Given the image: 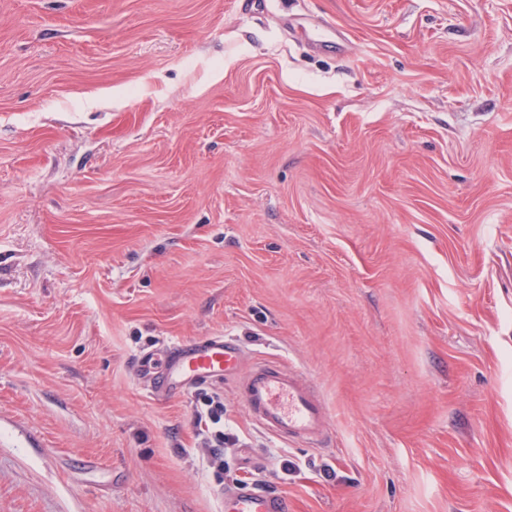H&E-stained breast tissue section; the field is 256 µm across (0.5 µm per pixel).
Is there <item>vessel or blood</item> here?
Listing matches in <instances>:
<instances>
[{
	"mask_svg": "<svg viewBox=\"0 0 512 512\" xmlns=\"http://www.w3.org/2000/svg\"><path fill=\"white\" fill-rule=\"evenodd\" d=\"M244 360V349L233 336L180 342L168 351L158 387L182 393L235 377L246 409L273 434L315 440L329 431L326 407L311 384L286 366L257 362L248 367ZM224 512H288V504L272 492L231 486L224 490Z\"/></svg>",
	"mask_w": 512,
	"mask_h": 512,
	"instance_id": "obj_1",
	"label": "vessel or blood"
}]
</instances>
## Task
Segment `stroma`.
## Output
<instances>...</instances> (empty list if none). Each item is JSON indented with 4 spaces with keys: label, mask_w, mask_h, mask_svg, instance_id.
Segmentation results:
<instances>
[{
    "label": "stroma",
    "mask_w": 512,
    "mask_h": 512,
    "mask_svg": "<svg viewBox=\"0 0 512 512\" xmlns=\"http://www.w3.org/2000/svg\"><path fill=\"white\" fill-rule=\"evenodd\" d=\"M225 333L321 395L145 352ZM512 512V0H0V512ZM238 388L250 415L276 436L315 440L330 429L326 407L315 388L291 368L254 363ZM194 416L199 448H207L206 462L217 473H224V400L218 393L197 390ZM225 512H288V504L278 494L247 486L224 488Z\"/></svg>",
    "instance_id": "1"
}]
</instances>
